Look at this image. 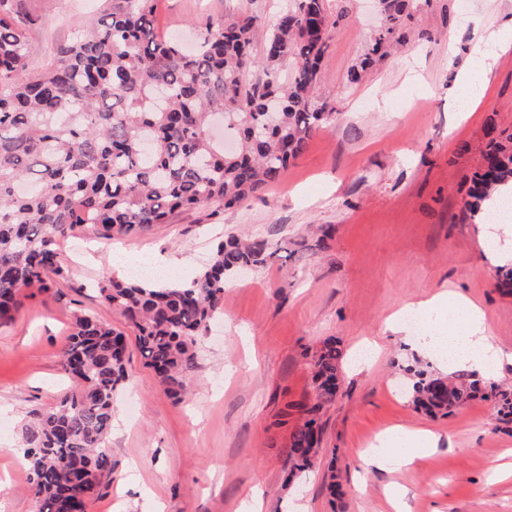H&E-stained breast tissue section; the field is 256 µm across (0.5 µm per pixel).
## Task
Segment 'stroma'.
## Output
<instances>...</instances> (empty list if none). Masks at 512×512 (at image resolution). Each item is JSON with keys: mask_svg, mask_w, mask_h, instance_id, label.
Instances as JSON below:
<instances>
[{"mask_svg": "<svg viewBox=\"0 0 512 512\" xmlns=\"http://www.w3.org/2000/svg\"><path fill=\"white\" fill-rule=\"evenodd\" d=\"M292 2L158 0L156 27L189 45L212 23L253 15L259 48ZM8 3L33 71L105 9L103 0ZM325 4L346 15L328 32L319 74L336 119L280 182L233 209L175 213L112 249L90 231L62 240L66 281L0 325V512H35L22 430L30 411L72 385L60 356L80 311L124 333L130 375L114 401L113 479L87 512H244L255 494L264 512H512V429L480 399L445 417L415 411L404 367L421 354L385 328L403 305L452 289L481 306L492 341L512 353V294L463 211L488 126L512 132V49L467 119L455 97L488 33L512 21V0H411L405 42L356 85L347 73L381 14L374 0ZM239 234L266 239L274 255L225 286L198 339L191 391L175 402L144 366L133 330L89 286L115 275L117 248L155 260L171 280L191 279ZM328 338L342 353L339 393L321 418L313 467L289 484L291 427L278 420L313 397V355ZM394 426L434 432L437 446L393 470L365 465L367 443Z\"/></svg>", "mask_w": 512, "mask_h": 512, "instance_id": "obj_1", "label": "stroma"}]
</instances>
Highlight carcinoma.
I'll use <instances>...</instances> for the list:
<instances>
[{"label":"carcinoma","mask_w":512,"mask_h":512,"mask_svg":"<svg viewBox=\"0 0 512 512\" xmlns=\"http://www.w3.org/2000/svg\"><path fill=\"white\" fill-rule=\"evenodd\" d=\"M157 0H106L104 14L77 26L54 63L27 69L26 33L0 0V323L22 299L67 279L58 241L91 224L101 238L164 224L178 209L240 206L279 182L333 113L319 102V71L331 17L324 0H295L270 23L254 60L251 15L197 34L184 52L154 26ZM385 25L348 72L357 83L386 46L405 37L409 0H380ZM293 65L292 77L281 71ZM466 210L512 184V133L488 130ZM274 256L265 239L231 235L191 280L166 283L112 277L90 285L135 330L146 367L175 399L198 366L197 336L221 311L234 273ZM341 352L328 340L314 356L316 395L294 405L289 475L312 465L320 415L336 400ZM75 384L24 428L36 512H86L112 479L106 440L115 396L129 377L123 334L95 316H75L61 352ZM413 373L410 402L446 416L476 399L494 402L512 423V393L459 371Z\"/></svg>","instance_id":"obj_1"}]
</instances>
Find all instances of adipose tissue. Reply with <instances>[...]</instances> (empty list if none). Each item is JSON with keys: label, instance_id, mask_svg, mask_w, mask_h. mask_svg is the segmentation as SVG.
<instances>
[{"label": "adipose tissue", "instance_id": "ef3b65f1", "mask_svg": "<svg viewBox=\"0 0 512 512\" xmlns=\"http://www.w3.org/2000/svg\"><path fill=\"white\" fill-rule=\"evenodd\" d=\"M488 42L489 50L481 52L473 71L463 79L461 113H468L483 97L482 76L492 70L499 52L512 48V25L491 33ZM408 314L423 323V333L414 337V344L439 363L466 367L485 379L498 375L508 358L491 340L482 308L458 292H439L429 299L404 305L388 318L389 330L405 331L404 317ZM434 443L435 437L430 433L394 427L376 437L366 453V462L381 470L404 466Z\"/></svg>", "mask_w": 512, "mask_h": 512}]
</instances>
